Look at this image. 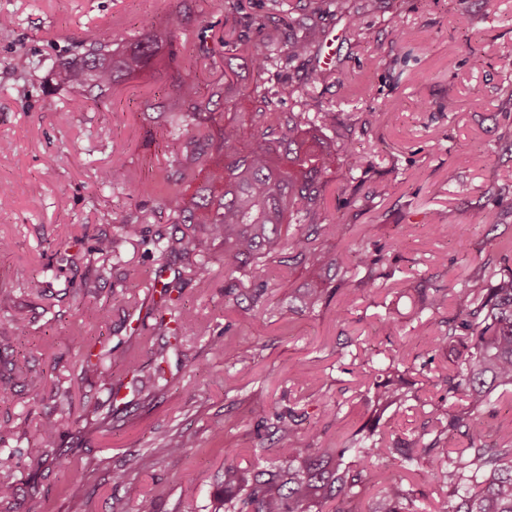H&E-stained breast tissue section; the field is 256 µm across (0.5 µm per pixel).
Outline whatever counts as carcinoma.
I'll list each match as a JSON object with an SVG mask.
<instances>
[{
  "mask_svg": "<svg viewBox=\"0 0 512 512\" xmlns=\"http://www.w3.org/2000/svg\"><path fill=\"white\" fill-rule=\"evenodd\" d=\"M278 6L281 10L268 17L266 28L278 32L295 22L304 31L300 37L282 41L288 58L316 51L322 35L316 22L321 11L317 0L298 4L302 15L292 22L284 4ZM191 17L190 6L176 9L162 29L150 23V32L130 43L87 30L78 42L80 53L52 66V80L76 91L72 101L76 109L91 100L100 102L120 81L152 69L163 49H168V64L175 63L173 37L188 29ZM42 67V62L23 55L13 63V69L26 80ZM232 74L205 94L194 78L179 73L173 76L176 99L153 107L156 116L151 121L160 120L169 133L185 136L174 167L164 177L168 189L162 193L161 204L181 223L198 224L207 237L223 241L224 273L229 276L244 277L280 264L285 251L288 259L300 265L327 269L335 260L321 248L320 237L341 230V225L325 223L322 177L336 162L338 152L351 170L362 166L363 157L351 143L338 142L325 133L328 128L336 131V112L312 114L306 104L298 112H281L272 97L257 86L247 90L240 73L234 70ZM221 100L224 111L216 113L213 106ZM242 100L249 102V109L241 108ZM218 116L223 122H217ZM200 166L206 170L205 183L188 198L178 186L195 180ZM99 181L111 188L123 187L130 177L123 167L110 164L99 170ZM294 219L303 231L283 232V225ZM104 221L107 229L98 234L90 256L114 253L120 243L142 233V225L126 220L114 234L108 230L112 219ZM156 244L170 256L192 253L183 237H161ZM485 273V267H478L465 287L453 292L455 312L448 318V330L436 338L439 345H460L448 373V397L462 394L468 401L465 408L450 403L434 411L437 421L448 425L446 445H453L458 436L468 442L455 455L448 450L436 457L437 463L428 472L430 480L448 484L438 512H512V440L488 447L479 415L491 402L493 390H512V269L500 274L490 288L484 285ZM447 300V294L437 288L424 289L415 314L437 310ZM157 326L175 339L207 334L205 326L184 319L174 304L160 316ZM69 345L82 372L99 371L102 355L94 352L84 331H75ZM391 369L393 376L376 385L374 403L381 411L407 400L398 367L393 363ZM58 426L51 416L42 420L40 440L29 448L35 463L47 462L46 447ZM276 432L285 441L277 461L254 472L224 469V496L217 498L214 512H311L316 504L352 494L362 470L374 459L392 457L411 465L419 451L430 452L441 444L439 439L425 445L413 438L398 448H384L355 439L350 448H297V424L282 416ZM348 456L353 461H346ZM411 503L412 491L394 481L382 487L373 512H406Z\"/></svg>",
  "mask_w": 512,
  "mask_h": 512,
  "instance_id": "1",
  "label": "carcinoma"
}]
</instances>
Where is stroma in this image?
<instances>
[{
	"instance_id": "35a3bbf8",
	"label": "stroma",
	"mask_w": 512,
	"mask_h": 512,
	"mask_svg": "<svg viewBox=\"0 0 512 512\" xmlns=\"http://www.w3.org/2000/svg\"><path fill=\"white\" fill-rule=\"evenodd\" d=\"M180 0H0L10 23L0 38V291L12 297L0 312V332L13 320L26 325L12 337L9 360L28 377L11 384L0 402V420L14 426L0 444V483L13 486V512H134L145 496L157 512H213L224 488V466L252 471L275 458L277 418L298 423L296 445L311 435L323 446L344 441L370 419L384 445L441 429L434 416L449 397L445 378L453 355L434 341L446 328L447 310L416 317L422 287H464L477 266L487 275L512 268V0H350L358 9L346 25L335 9L321 27L336 38L327 77L310 82L318 55L288 59L268 49L257 24L272 0H243L245 20L234 46L221 43L223 0H195L187 31L174 49L182 74L202 87L223 82L228 58L242 48L266 51V69L245 70V82L278 100L285 112L301 102L336 112L338 131L365 159L326 175L323 214L340 233L321 245L338 259L331 288L315 310L299 297L319 278L300 265L272 266L265 310L251 308V280L224 274V247L204 245L208 272L153 245L158 234L185 232L161 205L156 184L176 157L165 129L146 126L144 113L174 93L169 72L157 71L116 85L108 99L75 109L74 90L55 86L46 71L18 81L13 62L65 60L85 29L127 40L145 22H163ZM208 54H201L200 46ZM124 166L133 184L100 186L98 171ZM449 214L454 235L439 234L435 213ZM142 224L141 237L116 253L85 258L103 215ZM375 260L376 287L359 290L370 268L355 251ZM135 287H127V278ZM179 280L182 313L207 326L205 336L177 341L154 333L165 299L156 282ZM99 283L85 295L81 282ZM356 302L344 301L346 289ZM84 329L96 351L137 355L152 373L166 352L164 379L133 381L120 364L103 362L84 374L68 352L73 330ZM236 346L240 358L225 363L212 338ZM403 362L413 393L403 405L375 415L371 382L392 357ZM40 376L32 393L29 376ZM112 380L117 395L104 387ZM59 421L47 452L33 462L28 448L40 438L43 415ZM189 442L179 460L163 450L173 436ZM434 459L414 470L388 459L362 475L349 512H370L377 492L403 480L414 493L415 512H434L447 489L427 479ZM124 475L114 483L113 472Z\"/></svg>"
}]
</instances>
